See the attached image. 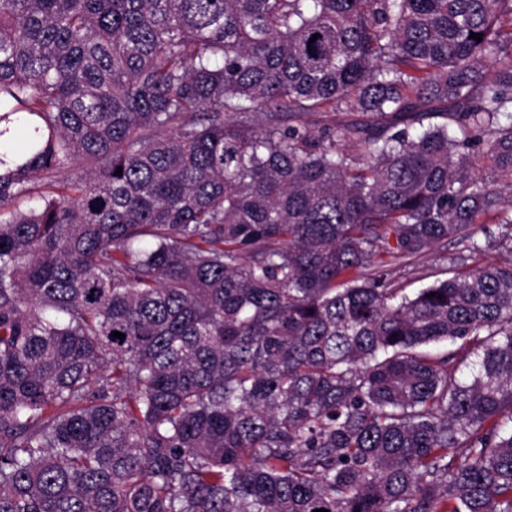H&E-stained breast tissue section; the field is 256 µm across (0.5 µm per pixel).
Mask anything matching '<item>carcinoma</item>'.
Instances as JSON below:
<instances>
[{"mask_svg":"<svg viewBox=\"0 0 512 512\" xmlns=\"http://www.w3.org/2000/svg\"><path fill=\"white\" fill-rule=\"evenodd\" d=\"M1 124L0 512H512V0H0ZM468 256L469 252L462 246L448 242L447 246H440L420 257L414 267L396 269L394 273L396 283L400 288H405L406 293H410L424 283L450 276L446 272L452 266V261L455 264L470 267L474 262Z\"/></svg>","mask_w":512,"mask_h":512,"instance_id":"1","label":"carcinoma"}]
</instances>
